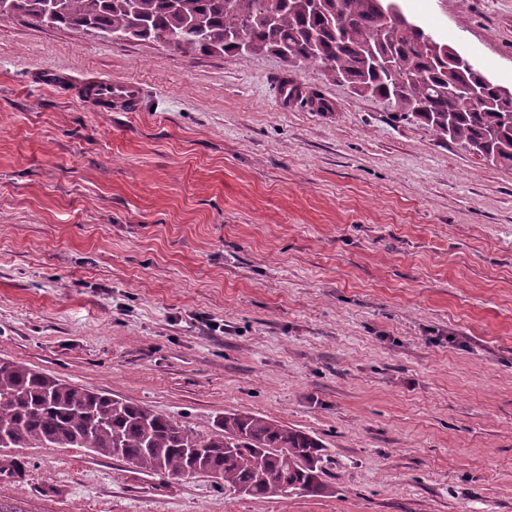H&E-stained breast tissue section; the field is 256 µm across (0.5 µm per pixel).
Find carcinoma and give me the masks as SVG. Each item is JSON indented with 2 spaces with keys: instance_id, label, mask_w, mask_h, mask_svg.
Segmentation results:
<instances>
[{
  "instance_id": "carcinoma-1",
  "label": "carcinoma",
  "mask_w": 512,
  "mask_h": 512,
  "mask_svg": "<svg viewBox=\"0 0 512 512\" xmlns=\"http://www.w3.org/2000/svg\"><path fill=\"white\" fill-rule=\"evenodd\" d=\"M385 0H4L0 20L73 31L99 28L125 41L175 42L188 54H260L288 49L292 67L316 64L359 96L393 104L397 121L494 164L512 165V89L467 65L460 49L422 26L387 23ZM247 37L241 49L234 35ZM475 86L481 99L453 91ZM10 448L66 446L171 478L218 474L240 495L268 499L320 493L327 463L310 434L252 413L226 412L199 435L138 403L87 390L0 360V439Z\"/></svg>"
}]
</instances>
